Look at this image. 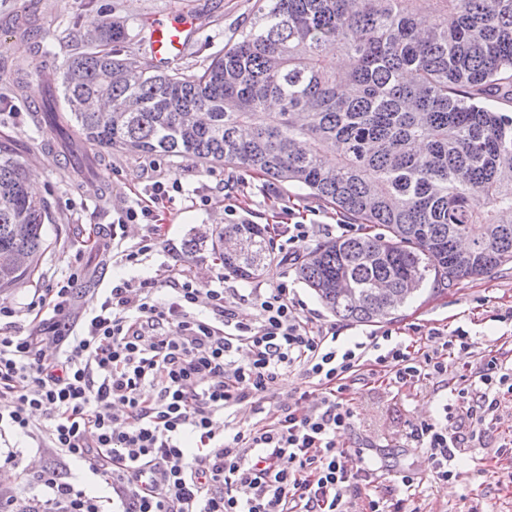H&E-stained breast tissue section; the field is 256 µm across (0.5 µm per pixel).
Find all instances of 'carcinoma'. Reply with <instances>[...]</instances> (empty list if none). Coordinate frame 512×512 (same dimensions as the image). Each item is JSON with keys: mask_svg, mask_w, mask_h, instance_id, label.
I'll use <instances>...</instances> for the list:
<instances>
[{"mask_svg": "<svg viewBox=\"0 0 512 512\" xmlns=\"http://www.w3.org/2000/svg\"><path fill=\"white\" fill-rule=\"evenodd\" d=\"M236 41L191 74L123 54L105 22L67 66L51 127L133 155L231 163L297 184L382 232L325 242L298 279L336 316L395 314L429 272L452 286L512 263V0H258ZM47 202L0 158V289L32 276ZM268 229L211 237L224 270L260 276Z\"/></svg>", "mask_w": 512, "mask_h": 512, "instance_id": "1", "label": "carcinoma"}]
</instances>
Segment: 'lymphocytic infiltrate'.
<instances>
[{"instance_id": "lymphocytic-infiltrate-1", "label": "lymphocytic infiltrate", "mask_w": 512, "mask_h": 512, "mask_svg": "<svg viewBox=\"0 0 512 512\" xmlns=\"http://www.w3.org/2000/svg\"><path fill=\"white\" fill-rule=\"evenodd\" d=\"M153 218L146 206L118 217L121 229L148 223L125 262L155 251L162 227ZM81 280L73 271L31 303L56 331L39 325L21 336L0 327V432L87 464L109 492L45 470L42 498L24 512H410L405 498L360 496L379 469L338 444L353 418L348 381L363 369L402 384L447 374L465 331H431L434 347L420 362L401 346L382 349L374 336L340 351L335 327L310 328L287 284L256 294L257 318L245 323L223 289L187 278L164 301L151 280L120 282L73 322ZM167 324L178 335L165 334ZM294 365L312 389L278 406L268 424L242 426L236 406L266 399ZM511 393L512 368L493 356L478 380L461 378L434 421L412 426L409 438L430 450L439 483L461 478L458 452L480 447V428ZM309 398L315 405L303 410Z\"/></svg>"}]
</instances>
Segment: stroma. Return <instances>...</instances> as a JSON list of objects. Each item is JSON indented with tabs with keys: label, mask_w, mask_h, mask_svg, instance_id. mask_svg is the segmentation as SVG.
I'll return each mask as SVG.
<instances>
[{
	"label": "stroma",
	"mask_w": 512,
	"mask_h": 512,
	"mask_svg": "<svg viewBox=\"0 0 512 512\" xmlns=\"http://www.w3.org/2000/svg\"><path fill=\"white\" fill-rule=\"evenodd\" d=\"M189 10L198 17L196 29L174 67L190 74L211 56L227 47L231 35L254 17V0H0V153L20 160L37 194L47 200L48 249L40 256L30 281L0 291V304L12 307L17 332L28 334L34 326L28 310L35 295L65 280L75 267L85 277L78 304L95 308L104 291L121 280L155 281L160 298H168L172 284L170 267L203 285H224L239 320L254 321L257 309L253 289H268L287 283L310 326L336 325L341 343L369 335L391 332L411 352L430 350L428 334L438 328L447 332L463 329L470 346L465 355L448 360V373L425 376L402 385L369 378L351 382L346 397L354 417L340 442L363 452L366 459L382 461L385 469L374 493L386 499L409 497L419 512H512V457L499 455V447L512 443V396L504 397L494 420L482 434L483 447L461 454L464 478L445 484L434 480L435 460L430 450L414 447L408 439L412 425L430 422L450 397L459 375L477 379L484 359L495 356L512 364V264L478 279H463L442 288L427 282L421 292L396 312L394 319L377 323H353L327 311L294 272L301 261L321 243L342 237L345 218L336 209L296 184L253 175L232 164L207 165L170 155H130L108 150L78 137L63 138L40 126L35 115L42 111L48 86L60 85L68 62L84 50V36L93 23L107 19L124 23L129 37L128 56L138 55L140 25L144 19ZM52 63L54 74L45 78L40 69ZM31 70L23 86L13 83L17 68ZM79 153L84 161H98L100 194L80 193L82 168L70 160ZM180 181L181 191L171 192L169 202L151 204L152 186ZM141 203L152 205L162 236L156 251L136 265L110 255L112 223L121 210ZM307 224L305 242L294 244L277 236L272 240L276 260L262 275L250 280L228 276L209 246L190 251L189 239L226 224ZM307 380L300 367L283 371L274 394L262 410L250 404L237 408V418L251 425L264 413L288 403L303 391ZM7 446L24 451L28 469L0 478L19 505L39 496L40 471L57 468L63 479L83 487L100 485L99 476L87 466H65L55 453L29 447L27 440L7 438ZM409 468L418 473L419 484L405 489L393 473Z\"/></svg>",
	"instance_id": "stroma-1"
}]
</instances>
